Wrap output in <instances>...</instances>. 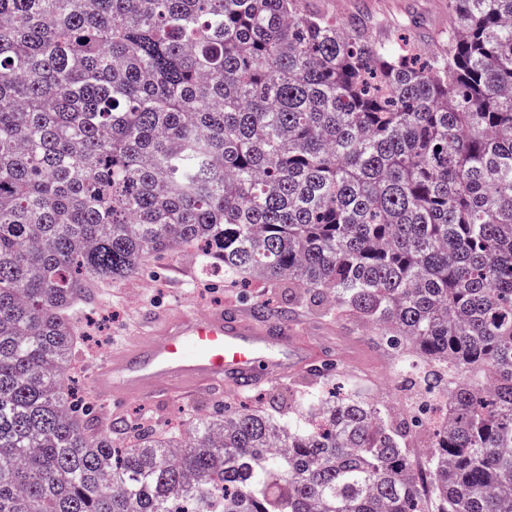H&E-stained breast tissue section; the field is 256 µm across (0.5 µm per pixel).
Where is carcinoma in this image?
Wrapping results in <instances>:
<instances>
[{
  "label": "carcinoma",
  "mask_w": 512,
  "mask_h": 512,
  "mask_svg": "<svg viewBox=\"0 0 512 512\" xmlns=\"http://www.w3.org/2000/svg\"><path fill=\"white\" fill-rule=\"evenodd\" d=\"M429 52L309 0H0V512H512V0ZM373 327L448 409L418 493L348 370L285 423L93 432L66 384L91 283L141 257Z\"/></svg>",
  "instance_id": "obj_1"
}]
</instances>
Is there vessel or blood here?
<instances>
[{"label": "vessel or blood", "mask_w": 512, "mask_h": 512, "mask_svg": "<svg viewBox=\"0 0 512 512\" xmlns=\"http://www.w3.org/2000/svg\"><path fill=\"white\" fill-rule=\"evenodd\" d=\"M313 353L284 324H268L239 312L198 314L177 310L153 339L97 362L91 381L98 398L158 399L183 386L237 389L282 379L306 368Z\"/></svg>", "instance_id": "1"}]
</instances>
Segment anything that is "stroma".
I'll list each match as a JSON object with an SVG mask.
<instances>
[{"instance_id":"1","label":"stroma","mask_w":512,"mask_h":512,"mask_svg":"<svg viewBox=\"0 0 512 512\" xmlns=\"http://www.w3.org/2000/svg\"><path fill=\"white\" fill-rule=\"evenodd\" d=\"M324 10L338 20L366 14L377 23L382 36L406 33L429 46L447 30L448 0H320ZM295 288H269L259 282H236L223 271H204L194 257L172 250L147 256L140 275L92 283L88 297L79 305L75 325L83 336L85 352L71 379L84 394H91L90 366L106 354L146 340L148 332L174 309L203 313L215 308L251 312L266 301L278 308H291L292 327L315 352L316 362L333 360L347 366L357 377L368 380L372 398L385 405L393 423L407 421L411 405L423 395L399 378H392V356L379 345L374 332H361L342 320L319 316L316 307L295 301ZM308 374L273 381L260 387L229 393L227 388L205 392L183 390L160 402L117 400L99 407L98 429L115 421H138L140 426L168 428L180 418L222 410L227 396L238 406L287 410L289 388L311 387Z\"/></svg>"}]
</instances>
